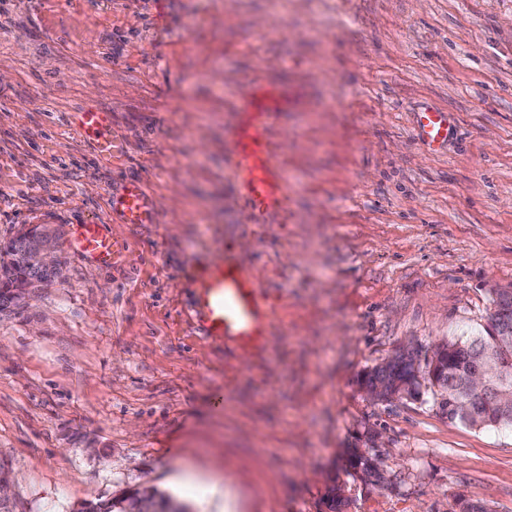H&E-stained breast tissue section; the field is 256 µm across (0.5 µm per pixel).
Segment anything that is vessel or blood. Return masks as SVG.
<instances>
[{"label":"vessel or blood","mask_w":512,"mask_h":512,"mask_svg":"<svg viewBox=\"0 0 512 512\" xmlns=\"http://www.w3.org/2000/svg\"><path fill=\"white\" fill-rule=\"evenodd\" d=\"M237 119L230 129L229 165L244 191L252 223L285 205V183L272 149L274 113L287 111L292 97L285 91L251 84L238 94ZM79 131L94 140L100 154L112 152L111 115L86 109L77 116ZM454 130L447 112L427 108L417 114V138L423 145L447 143ZM112 207L124 223L146 224L152 204L140 182H129ZM81 256L110 264L115 244L101 225L82 224L72 243ZM193 311L203 335L231 340L243 347L261 343L275 323L263 285L253 270L231 252L218 254L193 277Z\"/></svg>","instance_id":"1"}]
</instances>
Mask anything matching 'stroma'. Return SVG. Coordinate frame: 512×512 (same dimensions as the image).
<instances>
[{"label":"stroma","mask_w":512,"mask_h":512,"mask_svg":"<svg viewBox=\"0 0 512 512\" xmlns=\"http://www.w3.org/2000/svg\"><path fill=\"white\" fill-rule=\"evenodd\" d=\"M251 83L284 211L247 221L226 131ZM456 132L431 150L422 107ZM112 115V156L77 128ZM140 181L151 223L112 196ZM97 223L110 265L70 246ZM53 225L61 281L0 314V466L14 512L155 488L191 512H512V429L365 372L488 323L512 288V0H0V244ZM233 251L276 325L202 336L191 275ZM376 460L365 480L353 452ZM398 356L412 364V366L409 367V373H407L403 379L397 380L390 390H386L379 383H375V385L371 387L363 384L364 391L369 398L378 401H386L402 397H410V392L413 391L419 383H422L421 374L418 371V362L413 356V352L410 350H403ZM410 359H413V361Z\"/></svg>","instance_id":"1"}]
</instances>
